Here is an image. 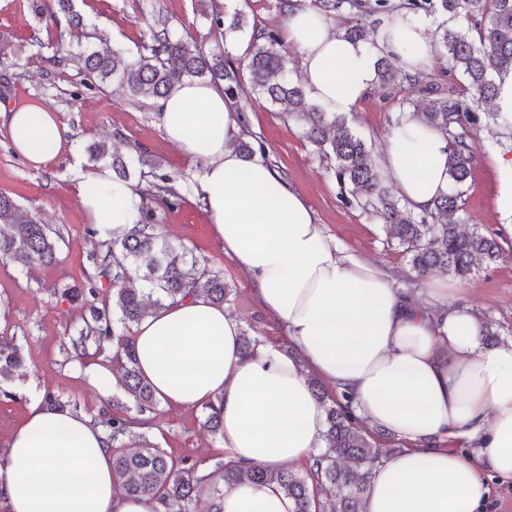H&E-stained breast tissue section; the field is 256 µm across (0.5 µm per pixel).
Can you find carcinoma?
Returning <instances> with one entry per match:
<instances>
[{"instance_id": "obj_1", "label": "carcinoma", "mask_w": 512, "mask_h": 512, "mask_svg": "<svg viewBox=\"0 0 512 512\" xmlns=\"http://www.w3.org/2000/svg\"><path fill=\"white\" fill-rule=\"evenodd\" d=\"M75 2L30 0L35 15L47 26L66 23L77 47L75 61L84 75V89L99 90L116 77L135 97L162 98L182 79H207L223 85L224 98L243 112L240 67L224 57L229 35L241 34L246 40L243 58L252 91L304 124L306 138L334 159L331 171L343 201L370 209L404 248L419 275L441 271L463 280L480 265L502 258V246L494 235L461 230L459 213L476 151L466 140L465 130L482 121L512 123L493 105L494 74L512 67V0H402L397 6L391 0H314L319 14L345 19L344 35L350 40L365 38L366 18L395 8L413 20L422 14L440 16L434 30L436 46L450 58L453 73L467 82L472 100L463 98L451 83L445 87L426 81L419 69L405 70L393 56L376 61V84L381 88L408 86L435 96L430 110L413 116L448 139V193L420 213L386 188L370 148L346 116L328 115L308 97L301 80L293 77L278 31L254 27L248 32L241 11L229 13L218 0H196V8L210 18V48L164 26L135 56L127 57L107 38L88 31ZM472 31L477 37L470 36ZM234 146L246 158L258 154L268 160L260 143L237 140ZM131 150V160H111L112 182L127 184L129 167L149 165L139 147L133 145ZM156 179L152 188L140 194L138 222L130 231L114 237L98 224L85 228L88 237L99 240L98 250L89 255L94 273L86 275L81 285L61 291L67 301L89 313L68 334L69 361L82 369L90 361L109 367L125 396L123 401L112 398L95 419L108 447H120L112 457L115 488L129 497L156 499L164 512H224V490L242 482L276 487L292 499L295 512H363L374 471L396 449L380 446L351 415L347 394L331 397L316 381L311 382V390L325 412L324 448L305 474L287 468L269 471L230 458L216 460L208 473L200 475L196 465L172 459L138 433L151 423L159 400L137 368L132 337L125 330L198 292L219 306L230 292L223 276L200 264L185 247L172 245L154 232L152 203L159 197L177 196L169 178L158 175ZM57 244L47 225L0 192L1 260L27 273L51 267L58 261ZM23 365L24 355L15 338L1 335L0 382L13 379ZM203 425L214 435H224L220 402L205 406Z\"/></svg>"}]
</instances>
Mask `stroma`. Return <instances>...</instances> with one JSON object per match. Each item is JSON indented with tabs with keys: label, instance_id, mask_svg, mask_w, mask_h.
Instances as JSON below:
<instances>
[{
	"label": "stroma",
	"instance_id": "35a3bbf8",
	"mask_svg": "<svg viewBox=\"0 0 512 512\" xmlns=\"http://www.w3.org/2000/svg\"><path fill=\"white\" fill-rule=\"evenodd\" d=\"M88 28L105 32L112 43L134 54L149 42L156 19L209 43V22L199 14L194 0H87L80 5ZM0 112L35 103L58 113L67 127L66 144L48 169H33L17 156L4 125L0 124V191L50 228L62 232L55 266L27 274L14 264L0 261V333L16 337L25 356L24 374L0 385V462L6 460L13 430L29 408L51 393L78 400L80 413L96 416L97 393L86 374L68 363L64 350L70 328L79 322L81 308L59 294L82 279L87 256L96 247L84 229L88 219L78 203L83 176L94 170L88 158L89 143L104 140L114 154H127L137 145L157 164L158 173L170 178L180 197L155 208L159 234L183 244L214 271L223 274L232 288L224 308L243 325L257 343L286 348L285 330L259 304L253 285L236 262L225 255L217 241L197 188L203 166L189 162L163 137L156 98L133 97L118 84L100 92H79L80 74L72 60L69 38L47 36L37 23L27 0H7L0 6ZM430 101L407 90L373 88L348 114V122L368 142L373 157H380L385 137L400 112L417 107L425 111ZM256 138L270 159L285 174L288 185L311 206L333 244L345 253L380 267L400 294L422 306L432 307L429 277L418 276L402 247L369 212L345 205L321 154L304 135L299 123L267 104H252L240 129L241 138ZM477 147L471 175L463 187V230L504 235L502 259L480 269L470 280L454 281L455 300L477 318L492 324L500 342L512 340V214L498 207L503 187L512 184V170L500 167L498 156L512 158V137H501L486 128L471 130ZM203 407L159 405L146 436L168 455L186 458L198 469H208L227 457L221 437L203 427Z\"/></svg>",
	"mask_w": 512,
	"mask_h": 512
}]
</instances>
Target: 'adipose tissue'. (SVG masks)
<instances>
[{
    "label": "adipose tissue",
    "mask_w": 512,
    "mask_h": 512,
    "mask_svg": "<svg viewBox=\"0 0 512 512\" xmlns=\"http://www.w3.org/2000/svg\"><path fill=\"white\" fill-rule=\"evenodd\" d=\"M283 37L301 54L310 98L330 114H349L368 95L377 56L398 55L412 70L433 52L423 26L398 18L381 21L374 41L345 39L304 0H291ZM159 111L165 140L203 163L198 193L214 235L284 326L288 347L244 351L238 320L195 294L147 317L133 338L157 398L183 407L220 400L232 457L276 470L311 461L324 446L325 413L309 375L350 393L357 417L405 443L376 469L364 512H478L487 476L512 484V341L483 348L480 323L440 279L430 282L440 303L431 312L332 246L275 170L235 151L238 114L209 83H176ZM0 117L28 164L56 162L66 132L58 114L26 104ZM447 163L446 136L411 118L387 135L380 161L417 211L447 192ZM91 181L98 191H81L80 207L91 223L123 234L135 212L113 206L108 171ZM0 494L10 512H160L158 501L114 489L101 427L46 404L12 432ZM224 512H294V504L246 482L225 492Z\"/></svg>",
    "instance_id": "ef3b65f1"
}]
</instances>
